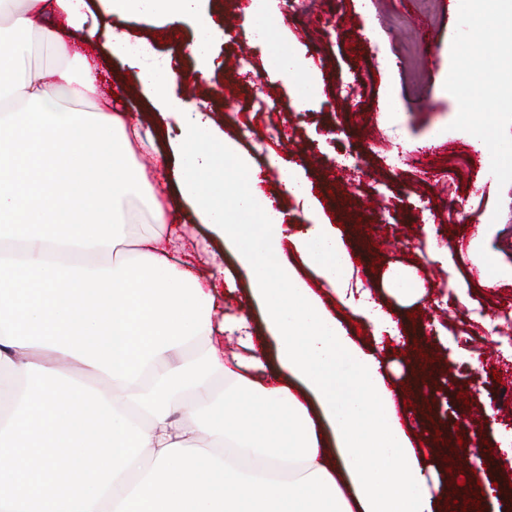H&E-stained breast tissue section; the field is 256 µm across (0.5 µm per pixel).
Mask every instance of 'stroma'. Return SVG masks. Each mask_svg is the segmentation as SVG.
<instances>
[{"instance_id":"1","label":"stroma","mask_w":512,"mask_h":512,"mask_svg":"<svg viewBox=\"0 0 512 512\" xmlns=\"http://www.w3.org/2000/svg\"><path fill=\"white\" fill-rule=\"evenodd\" d=\"M87 2L101 24L146 40L177 68L194 71V61L180 51L181 41L192 33L190 22L178 24V40H166L149 19L113 16L100 0ZM288 2L277 4L282 33L319 69L321 96L294 105L291 77L264 69L261 47L239 24L217 38L210 80L193 90L180 82L177 95L205 105L225 135L256 162L273 152L299 164L327 217L340 225L351 244H358L360 230L383 233L384 245L362 253L353 278L377 289L413 343L430 349L438 363L444 394L428 398L429 416L416 422V440L427 448L443 435L449 444L460 442L469 449L511 446L506 425L512 421V408L504 406L502 393L512 389V361L507 358L512 337H489L486 316L512 311V282L483 287L482 267L473 256L485 251L500 265L512 266V177L489 175L480 152L450 123L454 103L443 77L448 34L459 26L453 0H436L429 13L422 11L419 0H310L307 11L299 14L289 12ZM381 54L392 61L387 86L375 63ZM241 58L247 59L250 75L239 78L236 97H225L230 69ZM388 89L400 103L399 112L379 108ZM105 105L143 115L142 132L153 146L137 150L136 160L152 166L154 151L168 148L160 133L173 121L144 109L131 71L116 57L101 66L94 91L75 108L94 112ZM439 123L448 127L446 140L421 149ZM165 188L171 227L185 245L180 260L207 274L211 267L206 260L217 254L236 277L235 290L225 292L219 302L218 318L248 315L254 335L265 338L263 312L251 299L236 258L196 223L174 195L173 183ZM489 213L496 222L490 236L481 227ZM439 250L452 254V266L431 262V252ZM393 267L417 269L442 292L443 301L429 296L401 301L383 291L382 278ZM453 344L462 350V358H451ZM474 353L481 359L476 369L466 361ZM461 410L469 420L462 431L455 427Z\"/></svg>"}]
</instances>
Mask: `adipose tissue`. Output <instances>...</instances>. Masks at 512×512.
Listing matches in <instances>:
<instances>
[{
  "label": "adipose tissue",
  "mask_w": 512,
  "mask_h": 512,
  "mask_svg": "<svg viewBox=\"0 0 512 512\" xmlns=\"http://www.w3.org/2000/svg\"><path fill=\"white\" fill-rule=\"evenodd\" d=\"M44 0H0V37L15 36L0 59V250L19 246L20 259L0 253V428L25 387L27 364L78 360L105 376L104 394L124 415L137 412L150 443L123 480L94 512H438L428 477L440 457L414 447L407 414L398 409V385L381 360L357 346L321 299L305 288L286 260L290 239L303 262L342 303L365 319L376 343L400 340L391 312L370 291L346 285L354 256L341 231L297 165L269 155L282 193L302 206L295 233L260 188L262 169L240 152L211 114L180 98L183 76L169 61L149 60V46L122 32L86 25L90 52L72 54L59 29L40 22ZM112 13L148 16L165 24L194 20L184 49L199 78L213 65L221 24L201 12L200 0H105ZM463 29L452 38L454 61L446 88L486 168L512 172V140L496 136L501 114L469 111L470 101L491 91L512 95L500 66L480 47L512 40V0L487 16L482 0H456ZM244 26L264 51L266 68L293 75L294 100L322 91L319 71L281 33L267 5L244 10ZM49 47L50 71L28 62L32 41ZM132 72L144 100L174 116L178 133L170 154H157L153 173L135 160L144 146L133 115L80 112L98 78V45ZM173 171L180 198L199 223L236 256L249 281L277 351V362L313 395L335 428L327 448L305 397L265 381L262 357L247 316L215 325L213 278L174 261L178 238L159 246L169 222L160 177ZM146 208L151 231L130 236L129 225ZM238 336L249 358L225 359L215 332ZM208 340L196 359L183 355Z\"/></svg>",
  "instance_id": "adipose-tissue-1"
}]
</instances>
